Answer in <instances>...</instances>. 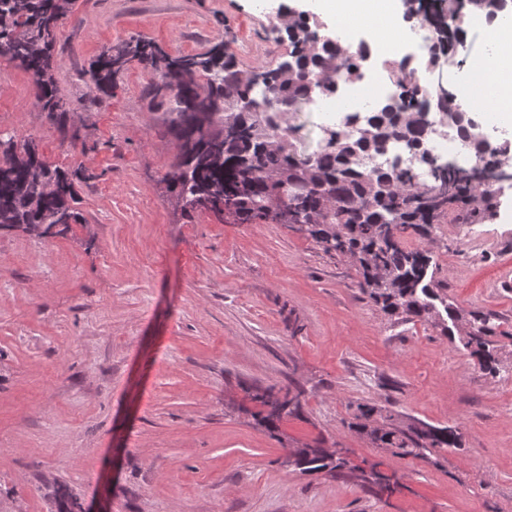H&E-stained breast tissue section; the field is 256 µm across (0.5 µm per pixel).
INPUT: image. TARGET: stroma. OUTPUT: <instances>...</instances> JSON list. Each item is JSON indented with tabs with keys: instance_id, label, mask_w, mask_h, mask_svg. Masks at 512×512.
Wrapping results in <instances>:
<instances>
[{
	"instance_id": "obj_1",
	"label": "stroma",
	"mask_w": 512,
	"mask_h": 512,
	"mask_svg": "<svg viewBox=\"0 0 512 512\" xmlns=\"http://www.w3.org/2000/svg\"><path fill=\"white\" fill-rule=\"evenodd\" d=\"M282 0H74L56 85L78 143L0 58V130L49 163L83 168L84 223L64 235L0 230V512H56L67 486L97 512H512V188L484 224L437 225L436 278L464 309L495 313L504 377L418 320L394 322L350 262L283 224L182 215L158 73L130 64L111 94L88 74L104 46L140 36L194 54L226 40L242 68L285 56ZM338 116L288 123L298 153ZM302 390L303 414L261 427L254 388ZM401 425L451 426L459 448L400 458L352 428L357 404ZM342 449L338 475L288 465ZM380 471L389 485L362 479Z\"/></svg>"
}]
</instances>
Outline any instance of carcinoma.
I'll return each mask as SVG.
<instances>
[{
	"label": "carcinoma",
	"mask_w": 512,
	"mask_h": 512,
	"mask_svg": "<svg viewBox=\"0 0 512 512\" xmlns=\"http://www.w3.org/2000/svg\"><path fill=\"white\" fill-rule=\"evenodd\" d=\"M411 14L428 21L435 40L472 12L491 18L496 0H413ZM73 0H0V47L3 57L28 72L36 104L53 119L61 134L73 139L79 132L69 125L64 99L54 81L57 30ZM321 24L309 25L303 14L292 16L286 34L291 49L274 67L262 68L264 81L255 85L224 41L195 54L171 55L156 43L132 37L105 48L92 64L95 89L112 93L114 79L137 62L161 75L148 91L165 112L169 132L178 142L168 188L185 216L210 209L231 224L257 220L285 224L312 238L329 255L345 256L359 275L358 288L388 317L396 321H425L476 359L491 375L500 371L496 337L505 335L497 315L464 310L443 292L431 271V252L407 247L404 239L431 238L434 226L484 224L496 213L495 176L512 179V170L495 161L508 144L492 145L457 97L444 86L429 90L420 85L419 67L404 62L382 64L387 79L406 88L404 99H389L355 127L323 130L311 156L296 160L289 150L287 115L297 103L313 100L312 88L324 81L328 97L342 84L359 81L369 49L353 50L320 41ZM435 105L471 156L469 166L447 161L421 147L427 134L428 109ZM233 118L226 127L225 118ZM376 156L388 157L385 166H372ZM429 171L416 180L412 166ZM86 179L82 169L64 170L40 156L29 140L0 133V229L36 236L42 227L84 223L77 208L76 183ZM290 190L280 192L282 184ZM303 392L256 390L252 400L267 409L260 421L269 428L303 409ZM359 403L354 425L370 439L400 457L431 458L459 447L451 427L427 424L402 427L394 415ZM289 463L303 473H335L346 466L337 451L297 448ZM57 512H74L75 496L64 485L54 487Z\"/></svg>",
	"instance_id": "cac0c4a2"
}]
</instances>
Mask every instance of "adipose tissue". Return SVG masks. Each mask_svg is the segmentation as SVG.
<instances>
[{
    "instance_id": "adipose-tissue-1",
    "label": "adipose tissue",
    "mask_w": 512,
    "mask_h": 512,
    "mask_svg": "<svg viewBox=\"0 0 512 512\" xmlns=\"http://www.w3.org/2000/svg\"><path fill=\"white\" fill-rule=\"evenodd\" d=\"M323 10L335 16L339 28H382V46L395 41L392 19L403 0H323ZM493 52L484 58L473 83V93L488 110L501 109V118L512 124V25L495 26L488 39Z\"/></svg>"
}]
</instances>
